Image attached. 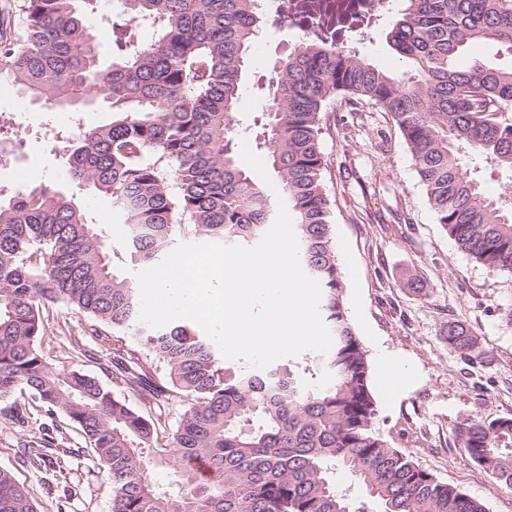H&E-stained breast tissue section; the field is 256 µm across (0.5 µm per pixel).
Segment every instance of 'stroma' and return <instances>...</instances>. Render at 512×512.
<instances>
[{"label": "stroma", "mask_w": 512, "mask_h": 512, "mask_svg": "<svg viewBox=\"0 0 512 512\" xmlns=\"http://www.w3.org/2000/svg\"><path fill=\"white\" fill-rule=\"evenodd\" d=\"M394 21V14L384 15L357 49L399 74L407 65L386 40ZM298 39L293 28H265L242 82L237 114L241 158L253 180L273 195L277 177L259 147L268 102L265 73ZM57 115V109L38 103L20 104L12 87L0 83V117L21 132L27 161L22 171L0 168V195L11 196L25 183L61 186L90 207L95 223L104 225L115 268L134 276L120 252L126 225L108 218V204L86 196L68 178L60 146L70 127ZM322 149L349 318L368 351L372 375H379L385 356L408 370L396 390L375 388V432L438 480L483 500L488 512H512V492L497 488L454 434L475 416L512 418V323L504 317L512 308V274L475 262L436 223L404 140L379 108L364 104L353 112L346 103L334 102L323 115ZM413 275L420 281L415 289L407 284ZM458 322L479 335L480 358L449 347L448 328ZM92 329V319L78 309L50 305L47 333L54 339L50 357L58 369L82 368L111 389L114 350L133 349L141 360L151 361L134 335L111 330L102 345L92 338ZM76 343L84 345V356L73 353ZM25 408L21 423L0 413V468L28 487L40 512H111L112 484L104 475L91 474L93 453L83 438L39 404L30 401ZM49 435L54 443L43 447ZM37 447L43 448L44 459L35 468L24 462L21 451Z\"/></svg>", "instance_id": "stroma-1"}]
</instances>
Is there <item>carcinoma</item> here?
<instances>
[{
	"label": "carcinoma",
	"mask_w": 512,
	"mask_h": 512,
	"mask_svg": "<svg viewBox=\"0 0 512 512\" xmlns=\"http://www.w3.org/2000/svg\"><path fill=\"white\" fill-rule=\"evenodd\" d=\"M23 32L0 31V79L30 102L62 108L102 102L108 123L81 127L63 147L78 185L128 225L134 267L158 261L172 237L206 235L251 246L278 203L236 150L245 63L262 24H291L297 44L269 68L263 153L279 178L304 271L321 286L320 314L333 344L305 365L263 370L226 363L185 324L136 327L139 289L119 274L86 208L40 183L0 199V403L21 419L27 395L65 416L112 483V512H354L335 481L343 469L384 512H488L438 481L372 428L377 414L367 350L345 304L323 184L322 114L336 97L387 113L414 161L436 223L457 248L512 274V206L488 196L466 159L512 178V65L463 51L486 43L512 56V0H402L387 42L409 71L394 74L347 46L342 0H121L112 62L100 59L96 0H16ZM146 22L153 37L135 29ZM63 303L115 330H132L167 368L168 385L136 354L118 350L119 397L93 376L49 360L46 312ZM448 344L481 355L463 322ZM185 398L170 428L161 399ZM460 447L512 490V418L471 419ZM203 459L208 473L191 461ZM176 469V490L150 471ZM0 512H38L30 491L0 469Z\"/></svg>",
	"instance_id": "1"
}]
</instances>
